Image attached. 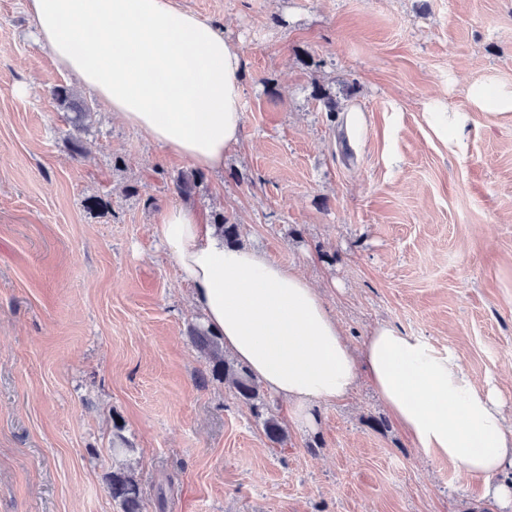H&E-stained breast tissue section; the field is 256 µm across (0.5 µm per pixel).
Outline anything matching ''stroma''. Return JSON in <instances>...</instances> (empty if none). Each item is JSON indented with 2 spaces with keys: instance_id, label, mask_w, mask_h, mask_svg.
Segmentation results:
<instances>
[{
  "instance_id": "stroma-1",
  "label": "stroma",
  "mask_w": 512,
  "mask_h": 512,
  "mask_svg": "<svg viewBox=\"0 0 512 512\" xmlns=\"http://www.w3.org/2000/svg\"><path fill=\"white\" fill-rule=\"evenodd\" d=\"M175 2L242 55L243 138L218 173L115 118L27 0H0V512H121L117 430L144 512H502L368 379L310 421L270 394L254 415L209 376L152 226L177 204L224 213L321 291L350 346L386 323L452 347L512 423V0ZM57 86L88 103L81 126ZM112 473L107 477V489L112 499L119 502L122 512H144L139 486L128 460L133 448L120 433L112 437Z\"/></svg>"
}]
</instances>
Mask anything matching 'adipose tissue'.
<instances>
[{
    "label": "adipose tissue",
    "instance_id": "1",
    "mask_svg": "<svg viewBox=\"0 0 512 512\" xmlns=\"http://www.w3.org/2000/svg\"><path fill=\"white\" fill-rule=\"evenodd\" d=\"M40 42L123 123L194 165L218 171L240 142L238 48L222 26L173 0H27ZM192 289L206 327L271 393L305 416L365 376L417 448L512 503V425L494 386L452 347L376 326L352 351L317 288L294 268L228 245L198 213L172 206L153 227Z\"/></svg>",
    "mask_w": 512,
    "mask_h": 512
}]
</instances>
